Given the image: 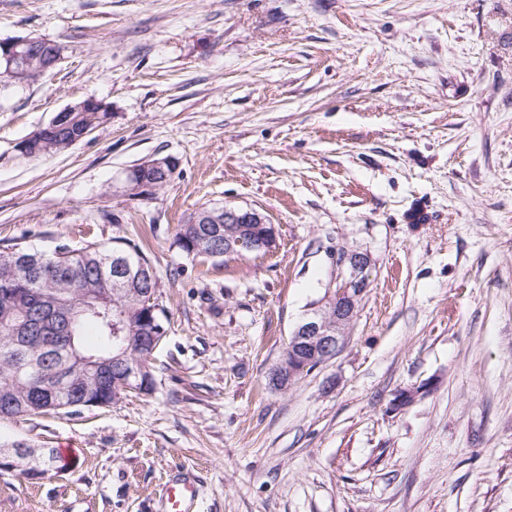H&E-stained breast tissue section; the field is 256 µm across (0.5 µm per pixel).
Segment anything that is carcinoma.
<instances>
[{"mask_svg":"<svg viewBox=\"0 0 512 512\" xmlns=\"http://www.w3.org/2000/svg\"><path fill=\"white\" fill-rule=\"evenodd\" d=\"M78 131L76 124L47 126L22 140L25 154L36 159L64 150ZM246 237L240 225L224 221V208L204 207L177 225L173 243L188 256L220 258L224 241ZM157 287L155 269L135 244L61 245L51 254L0 250V420L46 409L77 415L84 398L116 403L126 395L119 379L130 361L141 362L151 376L155 351L146 338L166 334L164 311L147 304ZM59 298L75 307L76 317L65 328L74 351L95 362L112 360L105 379L85 366L68 381L54 379L53 368L67 354L46 334L33 335L25 347L13 343L17 323L38 321Z\"/></svg>","mask_w":512,"mask_h":512,"instance_id":"1","label":"carcinoma"}]
</instances>
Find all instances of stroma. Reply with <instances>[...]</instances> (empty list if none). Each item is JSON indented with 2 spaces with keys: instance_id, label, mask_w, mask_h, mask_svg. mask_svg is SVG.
Instances as JSON below:
<instances>
[{
  "instance_id": "obj_1",
  "label": "stroma",
  "mask_w": 512,
  "mask_h": 512,
  "mask_svg": "<svg viewBox=\"0 0 512 512\" xmlns=\"http://www.w3.org/2000/svg\"><path fill=\"white\" fill-rule=\"evenodd\" d=\"M25 36L64 60L0 91V249L139 245L167 335L150 394L0 420L80 456L0 475V512H166L178 473L192 512H512V0H0V40ZM90 98L107 123L17 152ZM204 206L260 211L275 249L181 252ZM342 247L372 259L346 342L272 389ZM100 101L95 99H87L76 104L67 106L58 113L48 125L55 123L60 117L64 116V112H101L99 106ZM85 117L76 124L69 126L68 124H59L56 126L44 127L41 131L32 137L22 140L18 145L25 144L23 151L29 158H41L43 156L55 153L68 148V143L74 135L79 131V123H82ZM136 165L141 169H147L149 167H152L159 171L157 179L151 180L150 182L141 181L138 185H136L133 194L143 197L151 195L155 190L158 189L159 185L167 184L173 178L177 170V167H174V161L169 157L163 159H156L154 161H151L150 159L140 162ZM196 482L189 476H178L165 485L168 512H187L190 502L197 496Z\"/></svg>"
}]
</instances>
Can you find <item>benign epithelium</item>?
I'll list each match as a JSON object with an SVG mask.
<instances>
[{
	"mask_svg": "<svg viewBox=\"0 0 512 512\" xmlns=\"http://www.w3.org/2000/svg\"><path fill=\"white\" fill-rule=\"evenodd\" d=\"M48 45L49 41L45 37L0 40V66H5L12 80L18 84L36 82L53 71L64 59L63 49L57 47L49 55L48 61H41L40 56ZM138 167H152L159 171L156 179L136 185L134 194L143 197L151 195L159 185L167 184L176 172L174 161L169 157L146 160L138 163ZM224 220L242 225L267 223L264 215L249 208H226ZM248 240L250 250L269 253L276 244L275 227L271 225L260 234L250 235ZM335 262L336 267L347 271L344 279L336 281V287L329 289L324 299L327 307L336 310V316H327L319 304L296 326L288 339L292 361L278 363L271 373V383L276 388H286L300 377L296 363L301 356L323 365L334 359L345 344L346 329L356 317L369 287L365 272L371 265V258L365 252L342 250L336 254ZM41 459L39 449L24 442L18 447L0 448V471L12 472L22 467L28 479L40 480L43 478Z\"/></svg>",
	"mask_w": 512,
	"mask_h": 512,
	"instance_id": "1",
	"label": "benign epithelium"
}]
</instances>
